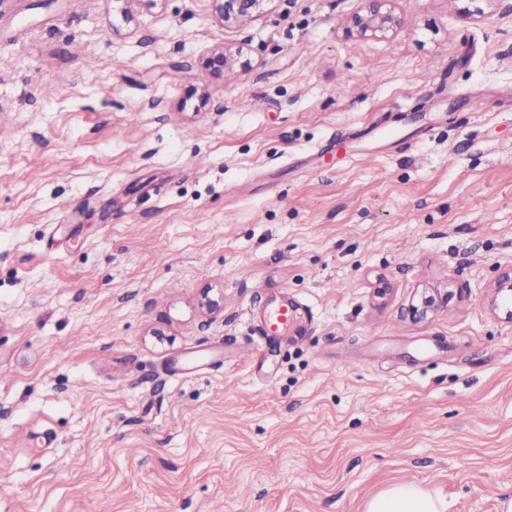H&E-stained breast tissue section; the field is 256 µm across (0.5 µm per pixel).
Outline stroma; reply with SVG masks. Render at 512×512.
I'll return each mask as SVG.
<instances>
[{"label": "stroma", "mask_w": 512, "mask_h": 512, "mask_svg": "<svg viewBox=\"0 0 512 512\" xmlns=\"http://www.w3.org/2000/svg\"><path fill=\"white\" fill-rule=\"evenodd\" d=\"M464 6L0 0V512H501L512 0ZM216 15L225 24L243 25L255 18L266 0H212ZM361 10L347 22L346 30L356 32L359 36H384L397 30L401 18L396 13V2L399 0H361ZM241 49L232 50L230 47L214 49L205 59V67L216 75H224V72L231 71L239 62ZM491 291V306L494 309H498L500 307V303L498 301L500 298L502 300L503 306H505L506 309V319L512 322V266L505 268L500 272L491 288ZM507 304H510V306ZM452 293L448 288L435 286L416 289L412 296L408 310L416 320H425L436 313L448 308V300ZM298 322V308L288 298L274 303L265 313L261 326L263 336H283ZM445 504L413 484H396L372 499L367 512H445Z\"/></svg>", "instance_id": "stroma-1"}]
</instances>
